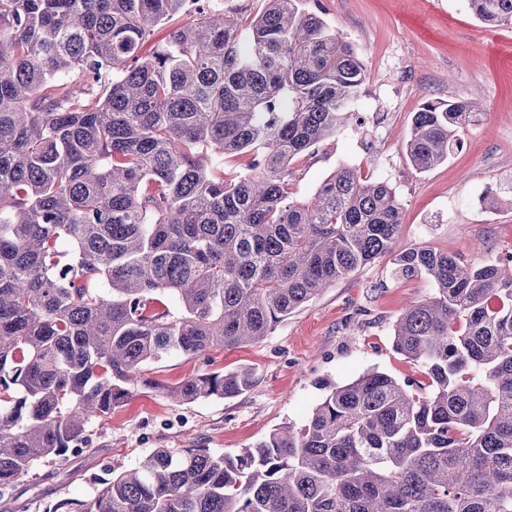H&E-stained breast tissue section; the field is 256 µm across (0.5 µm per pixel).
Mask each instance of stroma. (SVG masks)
<instances>
[{"label": "stroma", "instance_id": "obj_1", "mask_svg": "<svg viewBox=\"0 0 512 512\" xmlns=\"http://www.w3.org/2000/svg\"><path fill=\"white\" fill-rule=\"evenodd\" d=\"M329 24L360 55L366 80L348 126L291 164L297 196L311 195L343 164L386 181L404 208L401 241L461 254L480 266L512 250V208L481 205L487 188L512 190V28L486 27L467 0H322ZM465 99L480 113L461 150L416 173L404 150L425 98ZM384 256L326 288L262 341L173 356L144 367L131 399L106 424L92 422L83 453L46 462L0 489V512H51L62 499L92 497L108 469L133 466L157 448L235 453L283 426L300 427L324 395L375 368L397 381H424L393 346L410 301L432 292L428 278H395ZM254 368L256 384L230 399L177 404L166 386L201 373Z\"/></svg>", "mask_w": 512, "mask_h": 512}]
</instances>
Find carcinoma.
<instances>
[{
	"instance_id": "1",
	"label": "carcinoma",
	"mask_w": 512,
	"mask_h": 512,
	"mask_svg": "<svg viewBox=\"0 0 512 512\" xmlns=\"http://www.w3.org/2000/svg\"><path fill=\"white\" fill-rule=\"evenodd\" d=\"M512 26V0H467ZM181 11L197 16L144 48ZM366 69L305 0L247 17L214 0H0V487L82 451L149 363L268 336L385 256L433 292L395 351L427 382L371 370L236 454L157 448L52 512H512V273L400 245L385 181L341 166L301 199L291 163L354 114ZM475 104L427 98L407 157L461 144ZM247 156V172L224 177ZM252 369L165 389L233 398Z\"/></svg>"
}]
</instances>
